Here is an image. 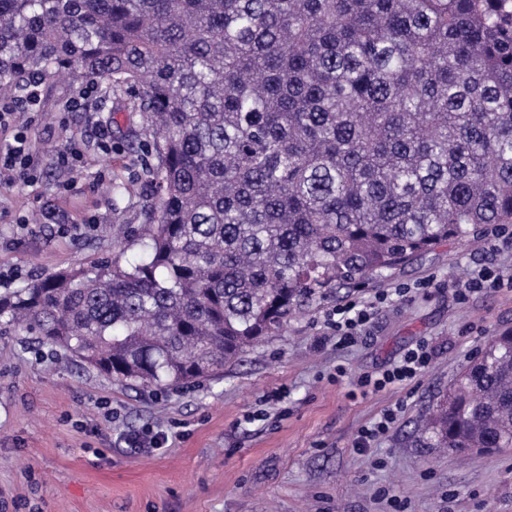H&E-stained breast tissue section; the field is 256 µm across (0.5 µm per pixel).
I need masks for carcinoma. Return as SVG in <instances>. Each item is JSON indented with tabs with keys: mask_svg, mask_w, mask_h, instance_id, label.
Listing matches in <instances>:
<instances>
[{
	"mask_svg": "<svg viewBox=\"0 0 512 512\" xmlns=\"http://www.w3.org/2000/svg\"><path fill=\"white\" fill-rule=\"evenodd\" d=\"M103 84L146 117L140 251L0 295L124 384L214 376L328 290L512 224V0H0V95ZM423 444L512 448V330Z\"/></svg>",
	"mask_w": 512,
	"mask_h": 512,
	"instance_id": "1",
	"label": "carcinoma"
}]
</instances>
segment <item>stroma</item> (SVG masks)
<instances>
[{
    "mask_svg": "<svg viewBox=\"0 0 512 512\" xmlns=\"http://www.w3.org/2000/svg\"><path fill=\"white\" fill-rule=\"evenodd\" d=\"M40 111L21 113L45 165L35 184L0 186V273L19 288L45 275L105 258L127 260L152 200L134 161L145 118L129 96L61 104L75 91L44 80ZM112 133L102 152L96 128ZM75 146L71 175L53 163ZM71 178L63 192L59 184ZM122 182L129 191L112 196ZM54 215L51 223L40 214ZM29 218L27 229L18 219ZM91 224L80 237L60 225ZM484 267L512 269V240L488 249L480 236L437 245L404 268L362 287L329 293L303 308L219 377L163 390L123 385L81 367L31 336H0V512H512V448L456 453L417 443L422 416L500 332L512 329V290L457 303L449 289ZM407 289L406 298L395 296ZM387 295L371 334L337 348L327 312L351 299ZM429 341L435 356L412 383L361 395L364 373L388 368ZM279 389L283 397L266 401ZM400 413L370 451L361 429L386 408ZM151 426L168 441L130 448L126 433ZM393 490L398 507L381 501Z\"/></svg>",
    "mask_w": 512,
    "mask_h": 512,
    "instance_id": "stroma-1",
    "label": "stroma"
}]
</instances>
